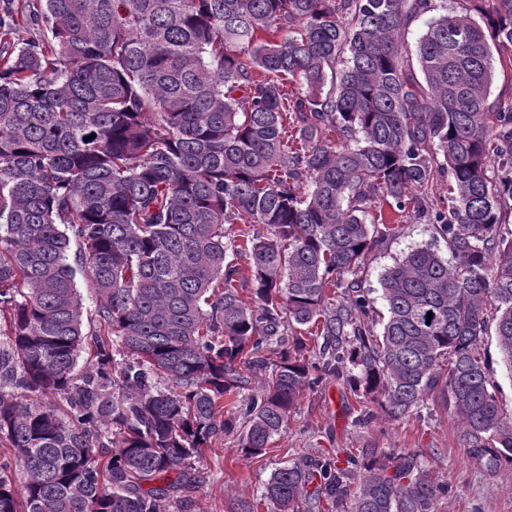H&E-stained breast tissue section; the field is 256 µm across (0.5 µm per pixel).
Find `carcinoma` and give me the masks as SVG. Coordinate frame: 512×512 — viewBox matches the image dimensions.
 Returning a JSON list of instances; mask_svg holds the SVG:
<instances>
[{
    "label": "carcinoma",
    "instance_id": "1",
    "mask_svg": "<svg viewBox=\"0 0 512 512\" xmlns=\"http://www.w3.org/2000/svg\"><path fill=\"white\" fill-rule=\"evenodd\" d=\"M477 2L35 0L38 36L0 34V512H162L214 438L266 453L325 375L392 420L443 394L468 452L512 463L481 348L495 326L512 370V104L489 102L512 0L480 23ZM382 204L450 257L395 259L379 317L361 281L394 235ZM285 326L294 345L256 356ZM244 362L265 380L242 400ZM446 494L401 452L294 462L262 501L435 512Z\"/></svg>",
    "mask_w": 512,
    "mask_h": 512
}]
</instances>
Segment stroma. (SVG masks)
Returning a JSON list of instances; mask_svg holds the SVG:
<instances>
[{"mask_svg": "<svg viewBox=\"0 0 512 512\" xmlns=\"http://www.w3.org/2000/svg\"><path fill=\"white\" fill-rule=\"evenodd\" d=\"M396 236L371 252L363 285L378 289L385 268L410 248L431 245L447 254L444 240L433 237L425 221L400 218ZM239 435L232 432L203 449L194 466L195 488L184 492L185 507L167 506L166 512H235L239 501L259 503L264 486L278 468L305 459L335 458L365 452H415L433 480L446 484L447 496L437 512H512V463L493 471L463 446V429L439 394L405 418L389 419L375 404L353 394L348 384L333 376L304 390L284 433L267 452L245 459L238 452Z\"/></svg>", "mask_w": 512, "mask_h": 512, "instance_id": "stroma-1", "label": "stroma"}]
</instances>
